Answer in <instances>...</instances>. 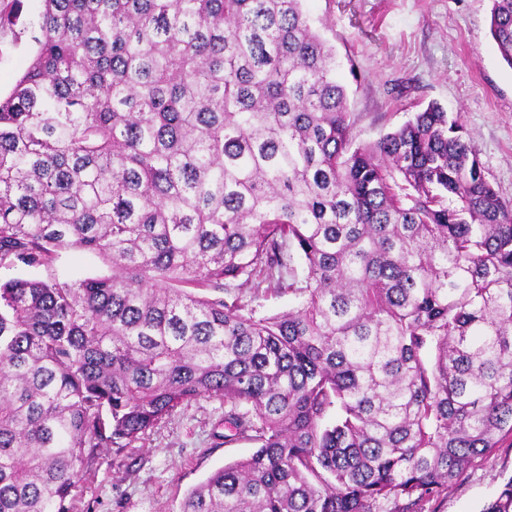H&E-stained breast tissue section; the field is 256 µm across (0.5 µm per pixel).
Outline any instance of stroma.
<instances>
[{
    "label": "stroma",
    "mask_w": 512,
    "mask_h": 512,
    "mask_svg": "<svg viewBox=\"0 0 512 512\" xmlns=\"http://www.w3.org/2000/svg\"><path fill=\"white\" fill-rule=\"evenodd\" d=\"M42 0H24L14 27L0 28V93L35 51ZM492 0H307L333 46L338 80L359 140L373 142L435 102L459 115L486 178L512 199V67L489 31ZM224 407L181 406L138 448H104L80 467L72 512H177L188 490L226 463L249 456L224 443ZM512 478V437L480 458L424 512H480Z\"/></svg>",
    "instance_id": "obj_1"
}]
</instances>
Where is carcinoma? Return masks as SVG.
Segmentation results:
<instances>
[{
    "instance_id": "carcinoma-1",
    "label": "carcinoma",
    "mask_w": 512,
    "mask_h": 512,
    "mask_svg": "<svg viewBox=\"0 0 512 512\" xmlns=\"http://www.w3.org/2000/svg\"><path fill=\"white\" fill-rule=\"evenodd\" d=\"M304 2L43 0L0 97V268L45 272L0 282V512H70L200 398L255 450L180 512H422L512 435V200L434 102L359 141ZM490 34L512 67V0ZM59 278L78 281L90 276L109 273L106 266L93 254L81 250L62 252L56 262Z\"/></svg>"
}]
</instances>
